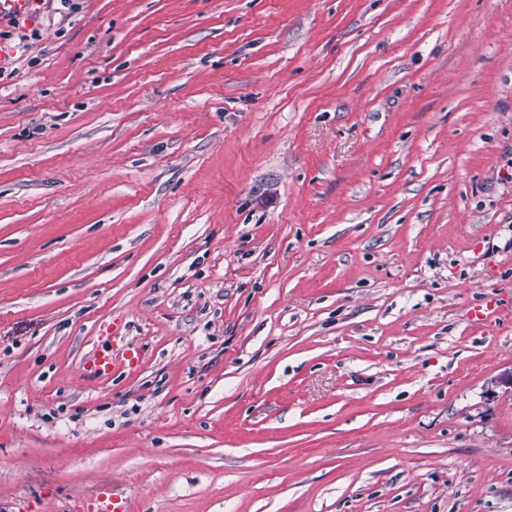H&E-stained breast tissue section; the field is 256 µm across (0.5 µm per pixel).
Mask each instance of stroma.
I'll use <instances>...</instances> for the list:
<instances>
[{
    "label": "stroma",
    "instance_id": "35a3bbf8",
    "mask_svg": "<svg viewBox=\"0 0 512 512\" xmlns=\"http://www.w3.org/2000/svg\"><path fill=\"white\" fill-rule=\"evenodd\" d=\"M24 27L0 512H512V0H40ZM106 340L140 361L98 381ZM126 501L115 489L106 488L94 495L89 503V512H126Z\"/></svg>",
    "mask_w": 512,
    "mask_h": 512
}]
</instances>
